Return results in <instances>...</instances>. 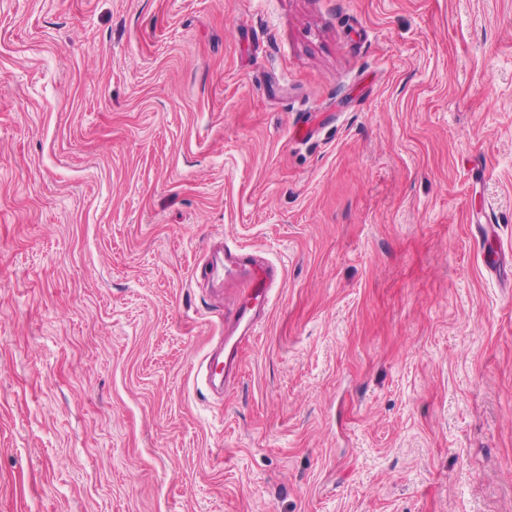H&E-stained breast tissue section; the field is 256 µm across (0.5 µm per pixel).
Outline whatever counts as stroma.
Instances as JSON below:
<instances>
[{
  "label": "stroma",
  "mask_w": 512,
  "mask_h": 512,
  "mask_svg": "<svg viewBox=\"0 0 512 512\" xmlns=\"http://www.w3.org/2000/svg\"><path fill=\"white\" fill-rule=\"evenodd\" d=\"M501 251L512 0H0V512H512ZM225 286L242 284L245 288L230 317L224 316L225 334L217 344L224 354V384L238 370L239 349L255 335L258 323L268 308L272 292L283 277V270L269 264L261 255L244 248L224 246L221 260ZM232 329L230 333L227 330Z\"/></svg>",
  "instance_id": "obj_1"
}]
</instances>
